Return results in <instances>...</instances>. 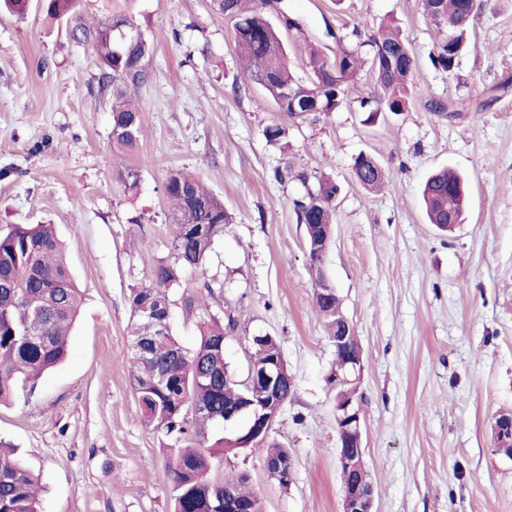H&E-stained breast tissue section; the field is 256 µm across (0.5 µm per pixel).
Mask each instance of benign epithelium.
I'll use <instances>...</instances> for the list:
<instances>
[{"instance_id": "benign-epithelium-1", "label": "benign epithelium", "mask_w": 512, "mask_h": 512, "mask_svg": "<svg viewBox=\"0 0 512 512\" xmlns=\"http://www.w3.org/2000/svg\"><path fill=\"white\" fill-rule=\"evenodd\" d=\"M305 229L310 242L309 255L317 291L329 300H335L338 295L320 264L328 249L327 239L330 238V233L321 224H307ZM354 335L350 320L345 315H340L336 319V335L331 337L335 353L341 355V361L333 373L336 385V425L339 433L338 463L341 471L353 474L350 481L343 483V512H374L375 486L373 481L363 477L367 466L364 461L361 409L357 399L363 360L360 345L353 344ZM256 376L261 378L270 398L260 403L244 396L239 407L224 410V427H234L229 432V437L241 448H255L268 438L285 403L279 388L292 383L279 353L261 373H251V377ZM495 429L498 450L503 452L511 448L512 414L498 416Z\"/></svg>"}]
</instances>
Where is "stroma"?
Listing matches in <instances>:
<instances>
[{"label":"stroma","mask_w":512,"mask_h":512,"mask_svg":"<svg viewBox=\"0 0 512 512\" xmlns=\"http://www.w3.org/2000/svg\"><path fill=\"white\" fill-rule=\"evenodd\" d=\"M104 0L61 19L37 0L0 14V232L51 224L82 293L66 359L33 392L0 405V440L14 444L44 488L41 512H172L171 443L146 428L129 378L131 289L169 254L164 181L179 168L220 197L232 221L208 257L203 304L172 294L173 331L198 344L202 314L227 321L225 360L247 376L253 339L276 337L294 395L269 436L288 448L281 486L261 450L225 454L262 512H343L337 462L334 349L314 306L306 231L292 206L299 171L340 186L325 273L363 350L358 396L375 512H512V460L492 425L512 411V0H488L453 71L430 54L447 35L422 0H278L294 76L306 47L370 57L364 37L397 24L417 70L406 111L366 122L355 107L293 118L241 71L233 23L214 0H143L152 76L136 99L147 159L135 192L115 177L110 98L87 43ZM433 100L453 112L430 111ZM286 131L267 143L266 126ZM390 182L353 178L358 154ZM466 180L461 224H429L420 190L435 169Z\"/></svg>","instance_id":"1"}]
</instances>
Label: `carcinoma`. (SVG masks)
<instances>
[{
	"mask_svg": "<svg viewBox=\"0 0 512 512\" xmlns=\"http://www.w3.org/2000/svg\"><path fill=\"white\" fill-rule=\"evenodd\" d=\"M423 4L432 15L441 11L437 24L447 27L448 38L436 43L431 61L450 72L466 49L470 21L484 0H423ZM216 6L221 15L234 20L233 41L244 73L289 116L334 112L338 93L368 113L369 121L385 112L406 110L415 66L401 59L407 42L399 27L388 25L368 37L373 86L352 97L346 84L361 67L357 53L339 48L329 59L312 44L308 52L311 75L306 81L299 80L289 71L279 30L265 12L266 0H259V5L249 10L243 0H216ZM139 13L140 0H110L94 21L92 38H87L84 27L73 30L75 39H88L101 71L111 74L102 89L112 93V148L135 159L143 117L130 94L146 84L153 54L152 44L137 37ZM140 172L141 165H126L117 170L116 178L132 193L139 185ZM353 176L368 189L384 185L381 164L368 154L355 158ZM164 191L172 204L168 215L170 253L153 265L148 282L132 289L129 296L135 318L131 341L143 349L140 353L132 348L129 355L138 415L146 427L173 439L167 469L174 512H224L226 488L249 512H260L257 498L246 488L247 474L210 476L222 460L218 450L224 449V437L207 446L205 432L224 426V405L238 403L246 390V381L236 380L225 362L224 324L211 314L202 317L199 343L190 351L173 329L161 335L157 320L141 315L144 307L160 315L172 313L175 289L211 290L209 283L200 284L190 274L203 269L230 221L224 202L181 170L168 172ZM337 191L334 179L317 178L314 188L292 201L299 222L333 223L332 202ZM463 200V182L457 174L442 168L427 178L423 201L430 223L445 224L450 215L462 218ZM80 298L53 225L16 224L0 233V402L20 387L34 386L43 372L64 359ZM315 307L328 334H334L336 305L317 295ZM253 348L251 364L260 369L276 354L258 337L253 339ZM160 375L166 381L161 389L155 385ZM0 512H39L34 474L13 450L1 444Z\"/></svg>",
	"mask_w": 512,
	"mask_h": 512,
	"instance_id": "obj_1",
	"label": "carcinoma"
}]
</instances>
